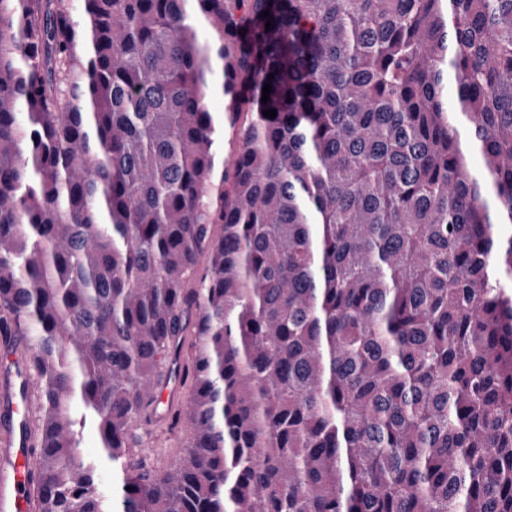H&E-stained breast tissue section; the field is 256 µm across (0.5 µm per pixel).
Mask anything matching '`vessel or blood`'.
Instances as JSON below:
<instances>
[{
    "label": "vessel or blood",
    "instance_id": "1",
    "mask_svg": "<svg viewBox=\"0 0 512 512\" xmlns=\"http://www.w3.org/2000/svg\"><path fill=\"white\" fill-rule=\"evenodd\" d=\"M30 360L28 348L17 337L0 334V512H30L37 479L31 448L36 396ZM181 394L182 365L175 358L153 391L152 407H171Z\"/></svg>",
    "mask_w": 512,
    "mask_h": 512
}]
</instances>
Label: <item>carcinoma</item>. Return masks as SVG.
Here are the masks:
<instances>
[{
    "label": "carcinoma",
    "instance_id": "1",
    "mask_svg": "<svg viewBox=\"0 0 512 512\" xmlns=\"http://www.w3.org/2000/svg\"><path fill=\"white\" fill-rule=\"evenodd\" d=\"M81 2L0 0L35 512H512V0ZM187 336L157 471L137 431ZM190 423L183 419L173 429L167 423H152L148 433H142L140 448L148 461L158 470H165L182 455V447L190 440Z\"/></svg>",
    "mask_w": 512,
    "mask_h": 512
}]
</instances>
